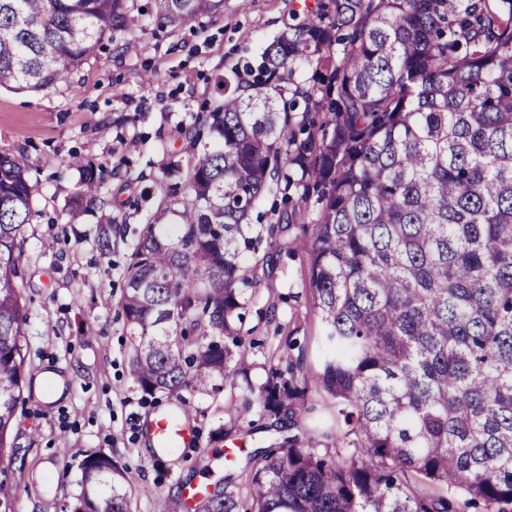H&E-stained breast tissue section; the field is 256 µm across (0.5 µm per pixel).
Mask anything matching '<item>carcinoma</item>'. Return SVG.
Instances as JSON below:
<instances>
[{
    "instance_id": "cac0c4a2",
    "label": "carcinoma",
    "mask_w": 512,
    "mask_h": 512,
    "mask_svg": "<svg viewBox=\"0 0 512 512\" xmlns=\"http://www.w3.org/2000/svg\"><path fill=\"white\" fill-rule=\"evenodd\" d=\"M187 26L224 0H153ZM132 0H0V88L47 91L108 34L137 26ZM223 80L188 129L194 157L177 220L142 228L121 298L129 372L144 395L244 387L275 438L247 455L250 512H512V0H329ZM307 66L309 87L290 82ZM303 105V122L292 112ZM326 112L321 134L313 114ZM82 172L71 212L104 204ZM31 165L0 152V459L15 455L28 309L24 231ZM274 180L319 205L308 289L322 353L280 357L266 380L244 335L258 272L288 249V211L255 230ZM117 226L95 228L103 250ZM321 409L334 426L293 433ZM74 512H130L128 471L81 464ZM233 477L195 512H239Z\"/></svg>"
}]
</instances>
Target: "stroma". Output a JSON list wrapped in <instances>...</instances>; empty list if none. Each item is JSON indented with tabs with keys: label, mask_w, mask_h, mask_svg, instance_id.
Here are the masks:
<instances>
[{
	"label": "stroma",
	"mask_w": 512,
	"mask_h": 512,
	"mask_svg": "<svg viewBox=\"0 0 512 512\" xmlns=\"http://www.w3.org/2000/svg\"><path fill=\"white\" fill-rule=\"evenodd\" d=\"M135 30L105 41L67 82L40 93L0 90V151L29 156L32 215L24 232L27 255L23 294L29 307L26 389L15 424L16 451L0 462V481L13 486L15 512H73L81 493L80 464L103 452L127 467L133 512H155L157 496L174 497L187 485L212 482L198 462L212 432L227 422L228 405L245 426L255 412L241 408L235 390L191 393L195 441L180 462L157 455L149 422L171 404L144 400L129 375L130 342L119 311L129 256L147 217L178 208L195 151L184 125L210 111L217 85L288 27L302 23L298 0H224L223 14L193 27L159 20L152 0ZM105 173L108 203L71 219L80 173L72 154ZM121 224L124 237L111 253L97 247L93 228ZM308 258L282 255L254 290L246 325L263 347L251 349L253 380L265 378L282 336L304 347L309 365L320 356L321 322L305 287ZM281 305L274 330L264 316ZM54 371L61 396L44 403L39 376Z\"/></svg>",
	"instance_id": "1"
}]
</instances>
